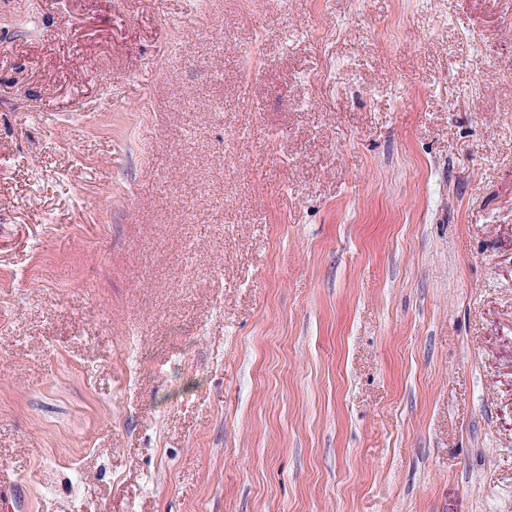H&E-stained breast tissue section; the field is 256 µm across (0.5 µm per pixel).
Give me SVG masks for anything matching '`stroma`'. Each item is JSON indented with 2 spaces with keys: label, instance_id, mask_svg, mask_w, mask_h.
Returning a JSON list of instances; mask_svg holds the SVG:
<instances>
[{
  "label": "stroma",
  "instance_id": "obj_1",
  "mask_svg": "<svg viewBox=\"0 0 512 512\" xmlns=\"http://www.w3.org/2000/svg\"><path fill=\"white\" fill-rule=\"evenodd\" d=\"M20 512H512V0H0Z\"/></svg>",
  "mask_w": 512,
  "mask_h": 512
}]
</instances>
